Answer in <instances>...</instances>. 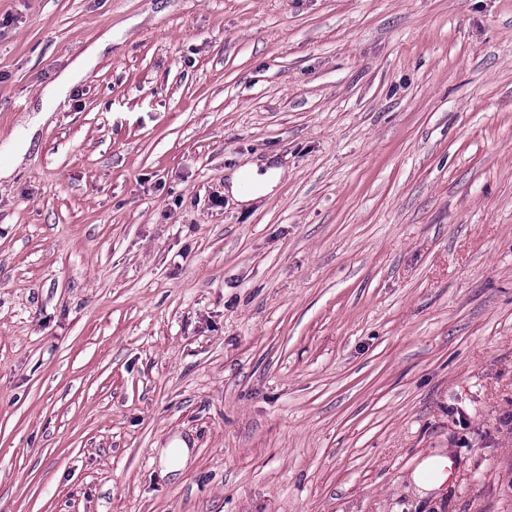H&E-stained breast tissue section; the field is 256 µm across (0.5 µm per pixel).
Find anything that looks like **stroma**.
I'll list each match as a JSON object with an SVG mask.
<instances>
[{
	"instance_id": "stroma-1",
	"label": "stroma",
	"mask_w": 512,
	"mask_h": 512,
	"mask_svg": "<svg viewBox=\"0 0 512 512\" xmlns=\"http://www.w3.org/2000/svg\"><path fill=\"white\" fill-rule=\"evenodd\" d=\"M26 137L0 512H512V0H0ZM91 55V51L88 50L75 63L70 65L53 84L47 86L43 93V100H63L70 88L87 68ZM280 177V171L273 167L267 168L264 173H259L258 168L254 165L246 166L237 171L232 179L231 191L242 202L248 203L255 200L259 196L269 194L277 185ZM248 178L253 186V192H245L242 189V181Z\"/></svg>"
}]
</instances>
